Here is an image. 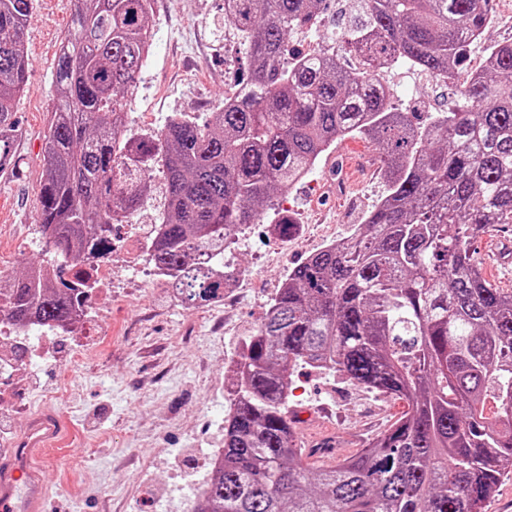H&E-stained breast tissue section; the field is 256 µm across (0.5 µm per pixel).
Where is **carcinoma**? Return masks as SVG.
<instances>
[{
    "label": "carcinoma",
    "instance_id": "cac0c4a2",
    "mask_svg": "<svg viewBox=\"0 0 512 512\" xmlns=\"http://www.w3.org/2000/svg\"><path fill=\"white\" fill-rule=\"evenodd\" d=\"M34 0H0V144L29 92L25 36ZM327 0H224L249 76L203 127L174 117L156 134L128 123L152 37V0H79L57 53L36 224L51 262L0 278L16 326L61 325L87 255L112 253V226L152 191L166 208L149 252L186 307L213 303L200 262L224 253L334 144L378 147L386 189L345 241L309 255L244 339L224 418V468L194 512H487L512 475V290L478 268L472 242L512 224V42L489 47L458 102L414 122L391 106L387 73L449 79L480 36L491 0H353L326 41L304 51ZM317 367L404 403L361 453L329 469L301 462L288 411L294 371Z\"/></svg>",
    "mask_w": 512,
    "mask_h": 512
}]
</instances>
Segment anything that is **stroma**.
Instances as JSON below:
<instances>
[{"label":"stroma","instance_id":"stroma-1","mask_svg":"<svg viewBox=\"0 0 512 512\" xmlns=\"http://www.w3.org/2000/svg\"><path fill=\"white\" fill-rule=\"evenodd\" d=\"M76 0H35L26 45L30 90L15 116L18 128L13 162L0 171V275H16L47 256L35 223L43 178L41 148L53 97L51 73L58 44L68 30ZM496 22L481 42L466 51V67L485 57L486 46L512 42V0H494ZM153 32L139 93L130 107L134 131H160L175 113L205 124L224 105L228 73L247 71L243 44L224 24V0H154ZM461 75L452 81L420 80L402 102L418 118L452 108ZM376 147L348 138L327 152L310 176L289 195L302 232L276 239L268 223L236 234L224 255L232 271L242 272L234 302L199 309L183 307L162 285L145 289L151 269L147 253L127 265L130 224L157 223L164 194L134 213L112 232V295L100 300L96 329L110 343L68 378L72 355L67 342L51 344L24 387L0 381V448L9 447L23 418L53 408L69 432L67 449H52V493L45 512H164L176 507L167 496L168 475L181 471L191 491L205 470L209 448L222 447L224 429L205 416L231 383V367L241 344L259 325L268 300L289 270L328 241L347 238L385 190L383 174L365 170L356 185H337L336 162L343 155H368ZM69 381L68 401L46 404V395ZM289 410L313 412L295 426L304 462L332 465L356 455L384 432L401 406L391 397L369 393L332 375L298 369L288 395ZM91 453L88 474L72 475L69 456Z\"/></svg>","mask_w":512,"mask_h":512}]
</instances>
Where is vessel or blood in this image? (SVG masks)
Returning <instances> with one entry per match:
<instances>
[{
    "instance_id": "1",
    "label": "vessel or blood",
    "mask_w": 512,
    "mask_h": 512,
    "mask_svg": "<svg viewBox=\"0 0 512 512\" xmlns=\"http://www.w3.org/2000/svg\"><path fill=\"white\" fill-rule=\"evenodd\" d=\"M67 436L59 416L46 411L36 417L19 447L0 451V512H44L50 487L44 452Z\"/></svg>"
}]
</instances>
